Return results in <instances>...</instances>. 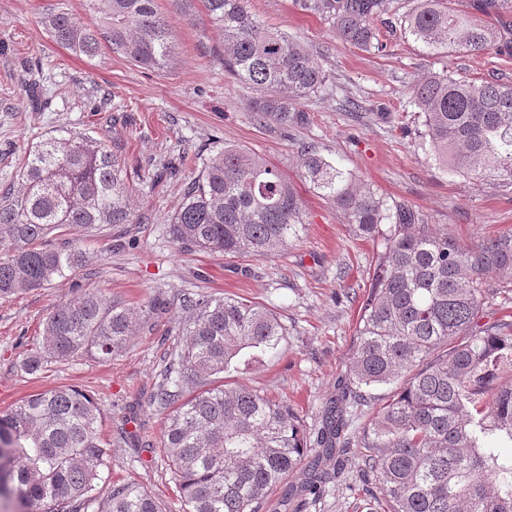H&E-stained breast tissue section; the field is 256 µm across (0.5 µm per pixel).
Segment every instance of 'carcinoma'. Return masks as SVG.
<instances>
[{"instance_id": "cac0c4a2", "label": "carcinoma", "mask_w": 512, "mask_h": 512, "mask_svg": "<svg viewBox=\"0 0 512 512\" xmlns=\"http://www.w3.org/2000/svg\"><path fill=\"white\" fill-rule=\"evenodd\" d=\"M105 28L69 12L44 15L57 44L94 57L112 52L163 69L174 51L156 0H90ZM224 38V70L258 91L257 123L282 128L293 104L326 91L329 73L310 49L262 24L247 0H202ZM331 21L336 38L381 53L375 25L385 0H295ZM500 25L448 10V0H417L398 18L404 37L427 55H469L500 47L512 26V0H473ZM423 115L422 139L444 171L512 183V80L456 78L445 68L409 88ZM303 176L357 235L383 238L371 289L360 305L355 352L336 404L310 448L289 408L243 387L208 380L242 359L273 355L286 327L271 311L229 297L188 296L182 344L175 348L151 404L169 411L163 437L183 512H259L267 493L302 468L316 495L341 467L323 456L345 442L349 408L369 407L365 390L396 384L356 440L357 467L372 478L390 512H512V321L484 323L489 299L512 284V232L460 241L424 223L411 206L387 203L321 154L301 152ZM125 165L98 142L50 137L31 147L18 192L0 197V298L74 278L80 295L48 317L41 346L23 360L28 372L83 355L122 351L133 327L152 326L165 303L150 296L133 307L90 283L82 241L102 227L134 223ZM307 223L295 189L261 155L236 145L217 149L187 185L171 216L179 248L232 258L288 249ZM101 412L76 388L28 396L0 412V496L25 512H161L135 485L97 493L98 468L110 453L98 433Z\"/></svg>"}]
</instances>
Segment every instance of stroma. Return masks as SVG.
<instances>
[{
	"label": "stroma",
	"mask_w": 512,
	"mask_h": 512,
	"mask_svg": "<svg viewBox=\"0 0 512 512\" xmlns=\"http://www.w3.org/2000/svg\"><path fill=\"white\" fill-rule=\"evenodd\" d=\"M157 5L175 45L161 70L138 67L106 48L90 59L54 43L42 16L62 10L89 18L86 0H0V193L18 187L22 159L42 138L74 134L117 149L135 184L138 221L123 235L107 228L83 241L93 283L132 306L153 295L168 303L152 329L137 331L112 358L89 355L30 373L23 359L41 345L52 311L77 290L67 279L0 298V411L58 387L88 392L101 410L99 433L112 455L100 470L99 497L133 483L164 512H182L162 447L166 412L151 405L150 396L179 341L183 298L230 296L280 317L288 333L277 355L240 365L225 373L223 383L288 406L307 438H315L355 351L358 304L370 291L383 246L357 237L305 182L301 148H315L388 202L412 206L455 237L512 231V184L476 182L440 169L420 146L423 117L408 104L418 76L446 66L464 79L512 75V55L425 56L389 26L395 12L409 9L408 0H388L379 17L387 44L380 54L340 43L327 19L301 12L293 0H248L261 22L323 54L331 74L326 92L298 101L302 123L262 127L249 109L257 92L225 71L222 40L206 21L202 0H193L185 13L171 0ZM350 100L359 111H346ZM226 144L262 155L300 197L308 222L286 251L236 259L183 251L169 238L167 225L185 185ZM175 159L182 162L177 178L153 184L158 169ZM304 483L303 472L288 475L259 512H367L376 491L353 470L315 501Z\"/></svg>",
	"instance_id": "1"
}]
</instances>
